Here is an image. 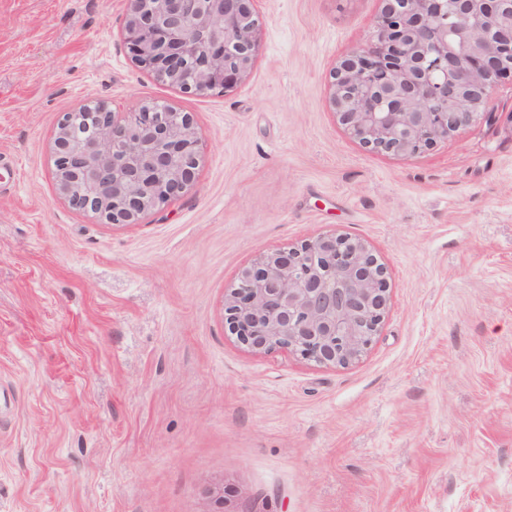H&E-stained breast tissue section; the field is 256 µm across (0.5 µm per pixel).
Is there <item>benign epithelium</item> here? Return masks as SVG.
I'll return each instance as SVG.
<instances>
[{
  "label": "benign epithelium",
  "instance_id": "benign-epithelium-1",
  "mask_svg": "<svg viewBox=\"0 0 512 512\" xmlns=\"http://www.w3.org/2000/svg\"><path fill=\"white\" fill-rule=\"evenodd\" d=\"M261 0H127L124 41L137 66L194 96L225 92L261 52ZM373 38L331 73V104L371 152L415 156L490 114L512 77V0H380ZM59 189L112 224L178 201L194 185L190 113L147 102H91L60 118ZM389 302L384 266L362 242L324 235L260 255L224 296L231 334L253 352L286 349L323 366L370 346Z\"/></svg>",
  "mask_w": 512,
  "mask_h": 512
}]
</instances>
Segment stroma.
I'll use <instances>...</instances> for the list:
<instances>
[{"mask_svg": "<svg viewBox=\"0 0 512 512\" xmlns=\"http://www.w3.org/2000/svg\"><path fill=\"white\" fill-rule=\"evenodd\" d=\"M379 0H263L248 77L135 65L125 0H0V512H512V79L411 158L340 124L330 75ZM191 113L179 201L72 209L52 153L91 101ZM365 243L389 304L346 366L255 353L224 295L264 252Z\"/></svg>", "mask_w": 512, "mask_h": 512, "instance_id": "1", "label": "stroma"}]
</instances>
